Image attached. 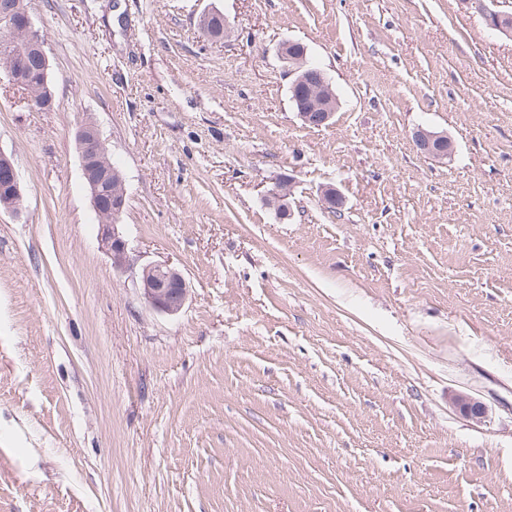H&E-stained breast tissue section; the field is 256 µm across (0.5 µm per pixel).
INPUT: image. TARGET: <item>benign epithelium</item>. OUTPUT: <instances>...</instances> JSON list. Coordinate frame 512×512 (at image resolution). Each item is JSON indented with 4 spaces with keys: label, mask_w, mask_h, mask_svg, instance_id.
<instances>
[{
    "label": "benign epithelium",
    "mask_w": 512,
    "mask_h": 512,
    "mask_svg": "<svg viewBox=\"0 0 512 512\" xmlns=\"http://www.w3.org/2000/svg\"><path fill=\"white\" fill-rule=\"evenodd\" d=\"M467 9L478 14L486 27L507 38H512V28L503 24L507 13L495 8L496 0H462ZM0 28L7 31L0 39V68L9 83L20 89L29 86L28 72L32 62H37L40 71V95L35 108L47 110L52 107L53 96L49 89V58L46 42L38 21L31 14L24 0H0ZM298 116L306 125L322 127L329 124L334 112H300ZM417 148L436 159H446L452 153L451 140L444 132L423 128L413 133ZM77 149L82 175L90 193L96 215L109 214L112 222L99 225L98 241L102 251L112 262V268L125 271L134 267L132 249L119 231L120 216L126 200L125 180L103 152L104 141L95 122L87 119L76 134ZM116 180L122 187L120 197H106L102 190L104 181ZM291 180L278 178L266 192V201L281 218L290 216L288 198L292 195ZM24 197L23 188L13 160L0 150V210L17 214ZM138 286L145 303L155 311L176 314L185 305L188 286L181 271L169 263H149L137 272ZM452 403L465 417L480 421L485 417V406L471 395L459 392L453 395Z\"/></svg>",
    "instance_id": "benign-epithelium-1"
}]
</instances>
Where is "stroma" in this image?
<instances>
[{"label":"stroma","instance_id":"stroma-1","mask_svg":"<svg viewBox=\"0 0 512 512\" xmlns=\"http://www.w3.org/2000/svg\"><path fill=\"white\" fill-rule=\"evenodd\" d=\"M28 6L53 106L0 82L24 189L0 212V512H512V39L461 0ZM286 40L336 90L327 126L292 106ZM87 118L136 265L188 283L177 314L98 245ZM413 139L417 148L424 154L436 159H447L452 153V143L444 132L429 131L417 128L413 133ZM448 144V148H443ZM292 182L288 178H277L266 192V201L273 207L282 219L290 216L288 198L292 195ZM452 403L465 417L481 421L485 417V406L471 395L459 392L453 395Z\"/></svg>","mask_w":512,"mask_h":512}]
</instances>
